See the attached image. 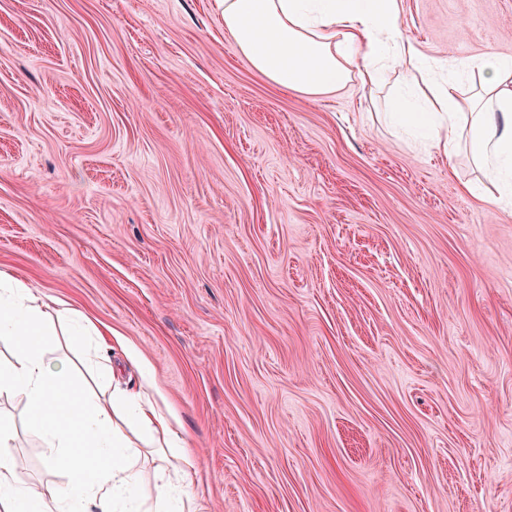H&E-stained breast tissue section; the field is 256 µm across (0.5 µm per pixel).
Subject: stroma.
I'll use <instances>...</instances> for the list:
<instances>
[{"mask_svg":"<svg viewBox=\"0 0 512 512\" xmlns=\"http://www.w3.org/2000/svg\"><path fill=\"white\" fill-rule=\"evenodd\" d=\"M463 90L512 0H402ZM406 73L317 101L216 0H0V272L104 334L195 463L193 512H512V211L397 135ZM42 346L92 386L77 340ZM20 481L44 463L24 401Z\"/></svg>","mask_w":512,"mask_h":512,"instance_id":"1","label":"stroma"}]
</instances>
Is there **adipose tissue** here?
Here are the masks:
<instances>
[{"label": "adipose tissue", "instance_id": "adipose-tissue-1", "mask_svg": "<svg viewBox=\"0 0 512 512\" xmlns=\"http://www.w3.org/2000/svg\"><path fill=\"white\" fill-rule=\"evenodd\" d=\"M224 31L258 73L311 100L342 91L351 79L375 85L394 65L412 82L387 102L393 123L454 155L468 149L492 185V202L512 208V58L486 54L473 67L476 97L454 81L433 82L430 64L403 35L400 0H218ZM46 305L25 283L0 273V342L13 349L0 365V396L25 402L27 425L49 451L46 464L67 480L53 499L20 483L10 464L16 426L0 416V512H185L193 467L178 482L146 473L142 447L166 457L171 430L139 394L104 400L63 393L65 366L41 346Z\"/></svg>", "mask_w": 512, "mask_h": 512}]
</instances>
